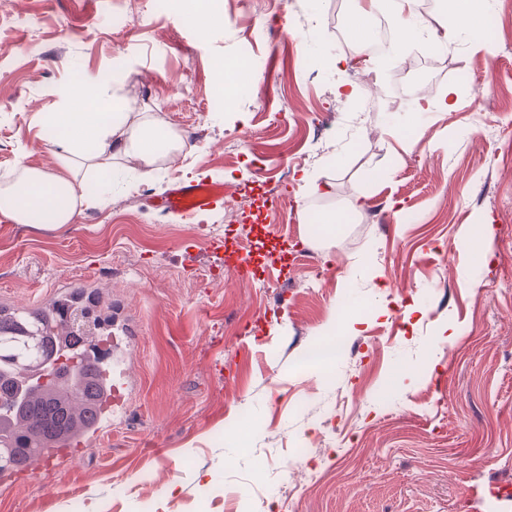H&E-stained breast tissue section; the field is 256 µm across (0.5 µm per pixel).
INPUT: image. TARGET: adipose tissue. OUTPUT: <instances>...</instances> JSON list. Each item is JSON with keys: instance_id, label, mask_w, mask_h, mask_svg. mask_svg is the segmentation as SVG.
Instances as JSON below:
<instances>
[{"instance_id": "obj_1", "label": "adipose tissue", "mask_w": 512, "mask_h": 512, "mask_svg": "<svg viewBox=\"0 0 512 512\" xmlns=\"http://www.w3.org/2000/svg\"><path fill=\"white\" fill-rule=\"evenodd\" d=\"M65 107L53 113V146L57 167L20 165L15 178L0 185V216L18 224H42L57 230L69 225L89 204L85 179L112 176L122 162L154 165L162 143L178 134L155 112H118L100 82L83 81L61 92Z\"/></svg>"}]
</instances>
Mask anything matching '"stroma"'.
Segmentation results:
<instances>
[{"label":"stroma","instance_id":"stroma-1","mask_svg":"<svg viewBox=\"0 0 512 512\" xmlns=\"http://www.w3.org/2000/svg\"><path fill=\"white\" fill-rule=\"evenodd\" d=\"M362 2L224 0L226 25L202 36L182 11L205 0H0V183L52 168L59 88L108 68L117 111L161 113L191 147L119 166L67 229L0 222V305L86 287L129 363L109 436L51 477L0 482V512H502L488 489L512 483V0H488L489 45L461 28L453 56L422 64L426 112L402 88L411 45L373 66L338 37ZM244 49L253 84L225 97L218 70ZM372 66L380 93L346 111L338 84ZM200 180L227 204L158 209ZM320 209L348 214L336 237L309 223ZM473 224L492 227L478 253ZM216 239L253 281L225 271ZM333 318L355 333L305 361Z\"/></svg>","mask_w":512,"mask_h":512}]
</instances>
